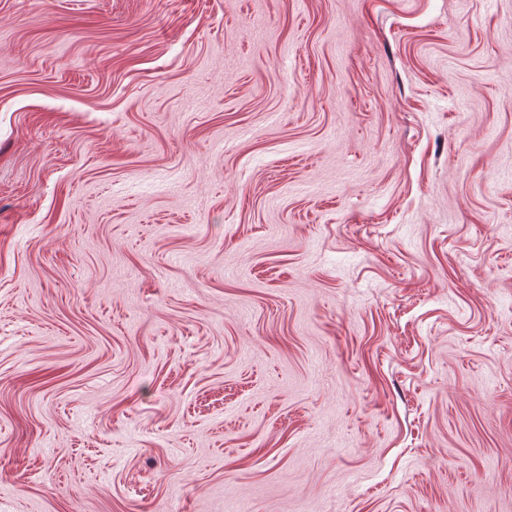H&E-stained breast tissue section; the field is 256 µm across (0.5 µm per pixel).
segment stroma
<instances>
[{"label": "stroma", "instance_id": "35a3bbf8", "mask_svg": "<svg viewBox=\"0 0 512 512\" xmlns=\"http://www.w3.org/2000/svg\"><path fill=\"white\" fill-rule=\"evenodd\" d=\"M0 512H512V0H0Z\"/></svg>", "mask_w": 512, "mask_h": 512}]
</instances>
